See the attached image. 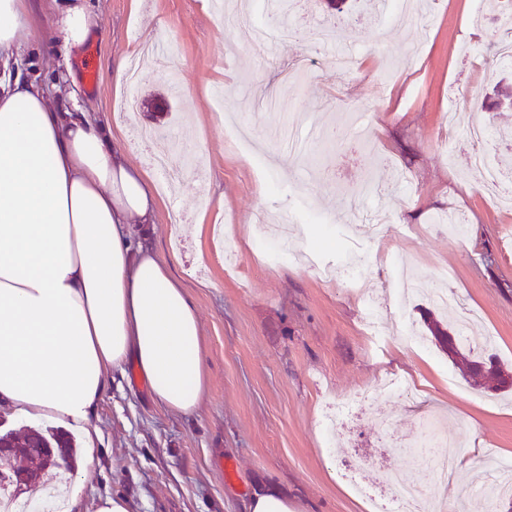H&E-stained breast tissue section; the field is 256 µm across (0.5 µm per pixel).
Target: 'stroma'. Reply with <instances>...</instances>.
<instances>
[{"label":"stroma","mask_w":512,"mask_h":512,"mask_svg":"<svg viewBox=\"0 0 512 512\" xmlns=\"http://www.w3.org/2000/svg\"><path fill=\"white\" fill-rule=\"evenodd\" d=\"M99 35L70 65L84 80L97 71V92L85 98L93 118L120 129L133 165L154 168L139 132L163 129L177 190L166 195L143 246L177 252L174 267L194 303L208 389L198 413L177 415L157 404L133 364L114 372L96 411L94 475L81 492L82 512L100 497L125 496L132 512H243L259 483L278 484L298 512H366L365 499L337 468L357 454L401 465V441L423 435V418L438 414V432L464 446L458 481L469 484L468 512H506L512 499L489 493L481 461L495 452L512 459V389L480 392L435 344L413 348L404 329L428 336L426 318L447 320L427 296L402 297L395 260L431 288L448 285L472 316L471 335L489 340L512 370V207L503 187L482 186L464 140L468 124H485L486 149L512 157V111L477 112L500 79L512 77L495 53L512 35V0H414L410 22L383 23L365 0L343 12L318 0L291 6L300 29L322 22L340 32L334 49L301 45L257 48L225 15L250 16L256 0H224L216 13L203 0H87ZM155 45L162 66L137 85L117 83L113 61L129 45ZM137 108L122 111L128 93ZM360 115L364 152L344 140L317 152L284 148L297 136ZM388 217L380 239L368 237L349 205ZM288 225L291 241L311 247L320 264L363 259V291L383 299V332L364 333L360 293L344 275L324 279L286 256L265 251L258 211ZM207 212L228 224L232 259L209 251L199 260L190 228L176 218ZM461 217L463 235L435 224L439 213ZM392 373L409 392L374 393ZM355 393L373 397L389 415V432L355 416L326 441L317 413Z\"/></svg>","instance_id":"1"}]
</instances>
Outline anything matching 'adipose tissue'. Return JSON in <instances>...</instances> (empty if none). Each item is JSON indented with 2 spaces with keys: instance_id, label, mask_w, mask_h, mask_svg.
Instances as JSON below:
<instances>
[{
  "instance_id": "ef3b65f1",
  "label": "adipose tissue",
  "mask_w": 512,
  "mask_h": 512,
  "mask_svg": "<svg viewBox=\"0 0 512 512\" xmlns=\"http://www.w3.org/2000/svg\"><path fill=\"white\" fill-rule=\"evenodd\" d=\"M97 33L84 0H0V411L77 431L112 370L134 363L152 399L191 416L207 390L198 315L173 258L132 238L161 195L71 72L48 89L11 63L49 40L79 51Z\"/></svg>"
}]
</instances>
